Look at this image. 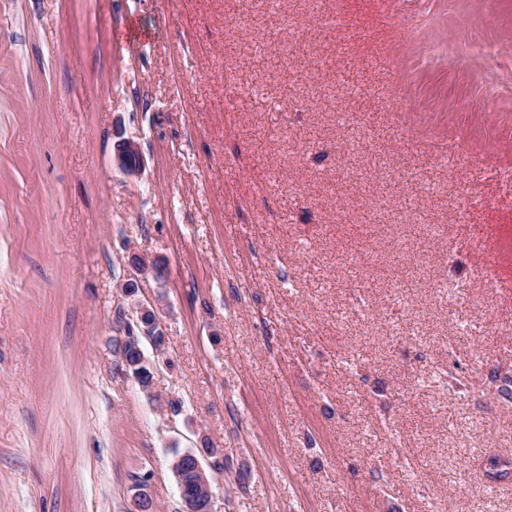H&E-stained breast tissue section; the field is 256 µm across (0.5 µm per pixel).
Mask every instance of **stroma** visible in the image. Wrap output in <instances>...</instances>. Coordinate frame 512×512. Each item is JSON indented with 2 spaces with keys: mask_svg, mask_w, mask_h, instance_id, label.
<instances>
[{
  "mask_svg": "<svg viewBox=\"0 0 512 512\" xmlns=\"http://www.w3.org/2000/svg\"><path fill=\"white\" fill-rule=\"evenodd\" d=\"M508 43L512 0H0V512H136L138 479L184 512L208 443L215 512H512ZM118 166L128 175L137 174L142 166V159L137 145L130 140L121 142V149L116 155ZM121 320L124 324L123 327L126 335L121 341L122 344L132 341L140 344V338H145L155 347L154 336H157L162 331V327L151 307L144 303H137L134 307V312L132 311L131 314L127 315L121 314ZM134 327L138 330L139 336L134 335ZM123 356L130 361L136 358V351L131 344L127 343L123 347ZM182 459L183 457H179L172 461L171 471L175 477L181 499L186 509L184 512H199V488L207 491L206 498L209 500V511L212 512L214 508L213 499L210 492L209 481L200 456L189 454L188 459ZM192 486L195 489V494H193Z\"/></svg>",
  "mask_w": 512,
  "mask_h": 512,
  "instance_id": "1",
  "label": "stroma"
}]
</instances>
